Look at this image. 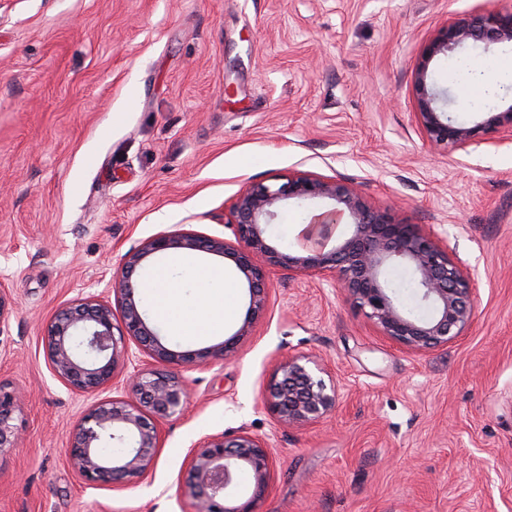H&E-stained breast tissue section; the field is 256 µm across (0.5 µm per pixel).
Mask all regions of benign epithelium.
<instances>
[{"label":"benign epithelium","instance_id":"1","mask_svg":"<svg viewBox=\"0 0 512 512\" xmlns=\"http://www.w3.org/2000/svg\"><path fill=\"white\" fill-rule=\"evenodd\" d=\"M512 42V7L473 14L441 27L422 51L415 68V118L424 140L433 148L465 150L484 143L495 132L512 139V105L494 112L479 125L456 122L441 111L427 84L429 63L438 55L477 43ZM316 207L302 231L305 243L284 253L267 242L264 226L284 204ZM350 226L346 237L334 238L336 225ZM225 227L234 240L192 232H172L145 239L127 252L120 272L108 284L121 314L115 324L110 303L89 295L60 309L47 327L44 344L52 375L67 388L94 394L124 371L128 341L146 360L127 377L125 396L94 403L74 435L69 460L90 485L117 489L133 477L152 471L161 447L158 422L178 414L188 396L175 365L223 360L250 335L267 299V271L283 266L311 275H331L350 301L364 310L381 335L411 351L445 346L464 335L474 314L472 279L468 271L432 234L395 219L389 208H375L350 181L295 171L279 184L255 183L233 202ZM332 248H327L330 240ZM180 250L205 253L233 262L246 284L249 306L231 337L196 351H174L143 317L133 276L149 259ZM394 267L413 274L421 300L431 314H409L388 288L386 275ZM262 399L285 426L304 427L324 418L336 405L338 389L324 365L304 356L280 363ZM23 403L10 385L0 382V451L19 439L15 421ZM272 467L268 446L260 436L242 431L213 435L190 459L184 488L196 512H257ZM249 471L254 480L250 497L239 503L236 476Z\"/></svg>","mask_w":512,"mask_h":512}]
</instances>
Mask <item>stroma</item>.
Returning <instances> with one entry per match:
<instances>
[{"label":"stroma","instance_id":"obj_1","mask_svg":"<svg viewBox=\"0 0 512 512\" xmlns=\"http://www.w3.org/2000/svg\"><path fill=\"white\" fill-rule=\"evenodd\" d=\"M489 0H0V381L24 400L0 452V512H191L180 485L205 437L246 431L273 457L260 512H512V141L431 150L414 72L446 23ZM434 87L473 124L484 106L463 61ZM294 171L356 182L377 207L434 232L468 268L464 336L412 352L381 336L329 277L268 272L251 336L226 360L178 366L180 412L152 471L86 485L68 450L97 399L56 380L43 337L122 256L178 230L231 237L232 202ZM307 356L334 410L281 426L262 402L277 360Z\"/></svg>","mask_w":512,"mask_h":512}]
</instances>
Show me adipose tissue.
Here are the masks:
<instances>
[{
    "label": "adipose tissue",
    "mask_w": 512,
    "mask_h": 512,
    "mask_svg": "<svg viewBox=\"0 0 512 512\" xmlns=\"http://www.w3.org/2000/svg\"><path fill=\"white\" fill-rule=\"evenodd\" d=\"M173 264L192 271L201 285L198 299H184L179 284L169 273ZM233 291L234 283L229 277L188 255L173 257L171 264L157 266L146 284L155 315L167 324L171 333L190 339L223 332L233 315V308L227 302Z\"/></svg>",
    "instance_id": "obj_1"
}]
</instances>
